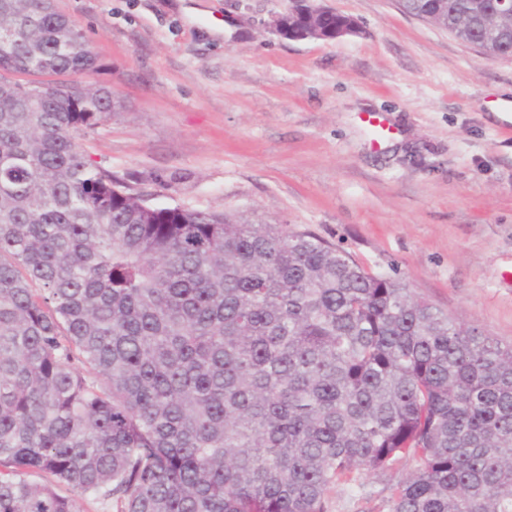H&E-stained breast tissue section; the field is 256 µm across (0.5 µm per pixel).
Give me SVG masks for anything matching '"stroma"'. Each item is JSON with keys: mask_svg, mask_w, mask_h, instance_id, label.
Masks as SVG:
<instances>
[{"mask_svg": "<svg viewBox=\"0 0 512 512\" xmlns=\"http://www.w3.org/2000/svg\"><path fill=\"white\" fill-rule=\"evenodd\" d=\"M362 32L286 40L289 0H55L98 57L80 82L121 108L81 147L171 206L311 232L367 270L512 345V57L491 58L400 0H324ZM393 129L374 145L367 114ZM404 459L328 491L331 512H389Z\"/></svg>", "mask_w": 512, "mask_h": 512, "instance_id": "stroma-1", "label": "stroma"}]
</instances>
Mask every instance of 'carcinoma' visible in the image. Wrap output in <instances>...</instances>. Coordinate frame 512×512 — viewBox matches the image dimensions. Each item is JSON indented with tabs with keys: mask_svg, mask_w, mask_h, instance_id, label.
I'll return each instance as SVG.
<instances>
[{
	"mask_svg": "<svg viewBox=\"0 0 512 512\" xmlns=\"http://www.w3.org/2000/svg\"><path fill=\"white\" fill-rule=\"evenodd\" d=\"M488 2L430 22L505 58ZM97 68L0 0V512H330L404 457L389 512H512V347L311 233L145 202L78 143Z\"/></svg>",
	"mask_w": 512,
	"mask_h": 512,
	"instance_id": "carcinoma-1",
	"label": "carcinoma"
}]
</instances>
